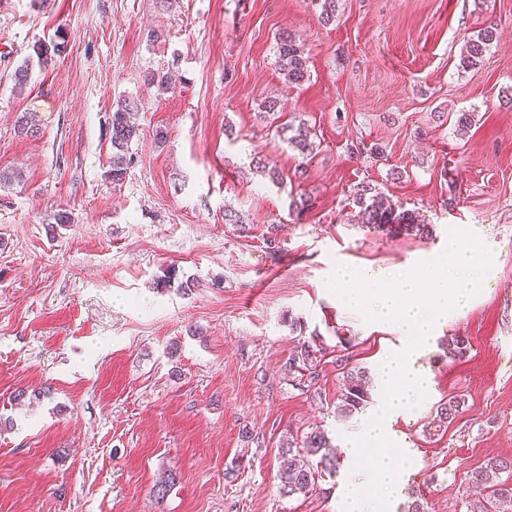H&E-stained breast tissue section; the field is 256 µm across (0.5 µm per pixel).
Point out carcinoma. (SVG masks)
Returning a JSON list of instances; mask_svg holds the SVG:
<instances>
[{
	"mask_svg": "<svg viewBox=\"0 0 512 512\" xmlns=\"http://www.w3.org/2000/svg\"><path fill=\"white\" fill-rule=\"evenodd\" d=\"M494 38L493 27L480 30L476 35L465 40L461 51L460 66L464 69L475 67L483 61V57ZM279 71L292 86H300L309 79L308 57L295 38L282 32L275 38ZM65 42L39 41L33 45L34 54L41 65L54 61L65 51ZM31 68L29 63L18 66L12 76L14 89L24 91L29 85ZM140 103L134 99H122L112 106L109 126L112 145V161L107 171V179L117 184L125 180L131 158L128 157L129 146L139 136V125L135 115L139 112ZM311 130L300 124L293 129L287 138L288 144L303 155L314 151V142L310 140ZM354 201L359 205L363 223L369 229L390 230L392 225L414 229L420 235L428 234L424 224L414 223V219L405 211L397 212L394 205L376 188L360 183L353 191ZM469 340L456 336L448 341L447 354L452 360H460L469 353ZM322 360L321 350L310 344H303L288 359V374L306 373L309 381L319 377L318 364ZM336 365L342 370L343 389L338 397L337 411L346 415L363 408L369 402V374L362 368L350 365L349 359H336ZM461 399L452 397L439 405L437 410V428L449 425L459 413ZM331 445L321 431L306 434L301 441L291 438L288 447L281 450L282 458V490L292 496L308 494L315 490L320 471L336 468V457L330 453ZM474 487L485 495L486 512H512V460L491 458L473 475Z\"/></svg>",
	"mask_w": 512,
	"mask_h": 512,
	"instance_id": "carcinoma-1",
	"label": "carcinoma"
}]
</instances>
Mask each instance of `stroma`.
I'll return each mask as SVG.
<instances>
[{
  "label": "stroma",
  "mask_w": 512,
  "mask_h": 512,
  "mask_svg": "<svg viewBox=\"0 0 512 512\" xmlns=\"http://www.w3.org/2000/svg\"><path fill=\"white\" fill-rule=\"evenodd\" d=\"M320 12L318 0H0V171L17 174L0 185V512H338L344 467L288 496L280 448L317 428L342 450L363 415L337 412V356L375 378L401 342L328 280L340 266L413 269L457 230L495 258L419 359L433 388L394 424L413 463L393 512L417 499L467 512L473 471L512 459V0H341L329 25ZM491 25L481 65L461 68L467 37ZM282 31L309 58L302 86L276 65ZM61 36V57L32 64L15 93L33 45ZM168 71L175 92L145 81ZM123 96L142 103L140 134L115 185L108 118ZM273 98L277 116L262 109ZM459 112L475 115L463 136ZM24 115L35 136L17 133ZM299 123L312 156L284 138ZM361 142L383 157L352 154ZM260 157L283 184L257 172ZM362 182L429 235L358 224ZM303 193L316 204L298 219ZM61 209L73 223H54ZM171 266L192 291L155 289ZM453 336L470 341L455 362L442 349ZM305 342L327 351L314 384L285 369Z\"/></svg>",
  "instance_id": "stroma-1"
}]
</instances>
